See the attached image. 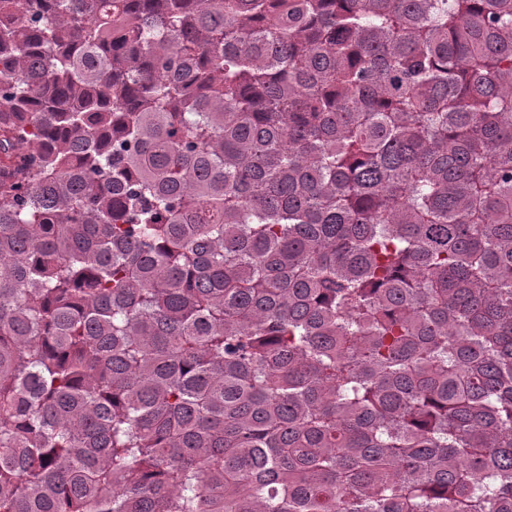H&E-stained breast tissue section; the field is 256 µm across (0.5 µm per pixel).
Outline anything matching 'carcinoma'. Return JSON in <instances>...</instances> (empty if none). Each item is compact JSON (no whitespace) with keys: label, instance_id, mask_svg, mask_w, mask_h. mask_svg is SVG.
Returning a JSON list of instances; mask_svg holds the SVG:
<instances>
[{"label":"carcinoma","instance_id":"cac0c4a2","mask_svg":"<svg viewBox=\"0 0 512 512\" xmlns=\"http://www.w3.org/2000/svg\"><path fill=\"white\" fill-rule=\"evenodd\" d=\"M0 512H512V0H0Z\"/></svg>","mask_w":512,"mask_h":512}]
</instances>
